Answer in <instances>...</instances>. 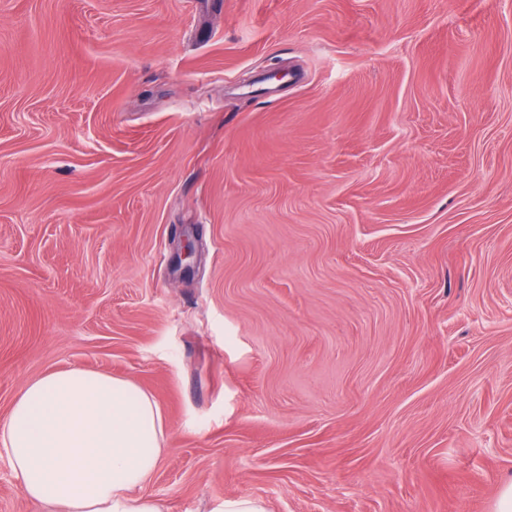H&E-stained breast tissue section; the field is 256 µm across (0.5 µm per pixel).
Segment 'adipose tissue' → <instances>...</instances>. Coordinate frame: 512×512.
I'll use <instances>...</instances> for the list:
<instances>
[{
    "mask_svg": "<svg viewBox=\"0 0 512 512\" xmlns=\"http://www.w3.org/2000/svg\"><path fill=\"white\" fill-rule=\"evenodd\" d=\"M156 400L135 382L79 368L28 382L0 421L27 498L56 512H164L144 495L166 446Z\"/></svg>",
    "mask_w": 512,
    "mask_h": 512,
    "instance_id": "adipose-tissue-1",
    "label": "adipose tissue"
}]
</instances>
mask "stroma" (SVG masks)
<instances>
[{
	"label": "stroma",
	"mask_w": 512,
	"mask_h": 512,
	"mask_svg": "<svg viewBox=\"0 0 512 512\" xmlns=\"http://www.w3.org/2000/svg\"><path fill=\"white\" fill-rule=\"evenodd\" d=\"M69 368L167 512H493L512 0H0V419Z\"/></svg>",
	"instance_id": "35a3bbf8"
}]
</instances>
